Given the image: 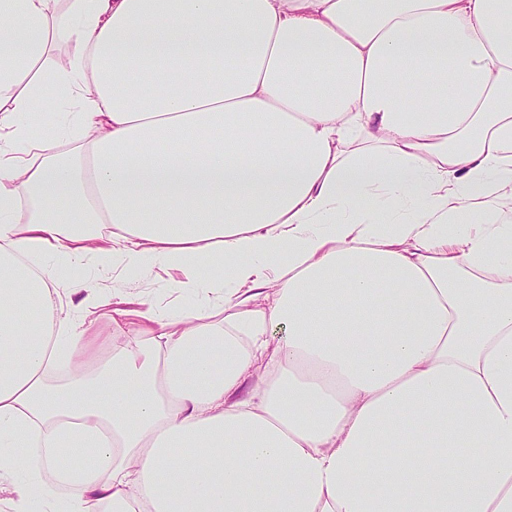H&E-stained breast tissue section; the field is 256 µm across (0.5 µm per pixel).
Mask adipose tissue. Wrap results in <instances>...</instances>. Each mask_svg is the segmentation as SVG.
Listing matches in <instances>:
<instances>
[{"instance_id": "adipose-tissue-1", "label": "adipose tissue", "mask_w": 512, "mask_h": 512, "mask_svg": "<svg viewBox=\"0 0 512 512\" xmlns=\"http://www.w3.org/2000/svg\"><path fill=\"white\" fill-rule=\"evenodd\" d=\"M57 1L0 0L13 512H512V0ZM93 258L198 307L99 357ZM58 273L57 288L64 310L70 307L64 288L72 280L95 279L96 288L105 298H111L112 293L133 297L143 296L165 306L172 303L177 297L176 293L169 290V283L183 277L179 271L150 264H145L132 271L117 269L113 272L112 267L98 269L84 264L58 269Z\"/></svg>"}]
</instances>
